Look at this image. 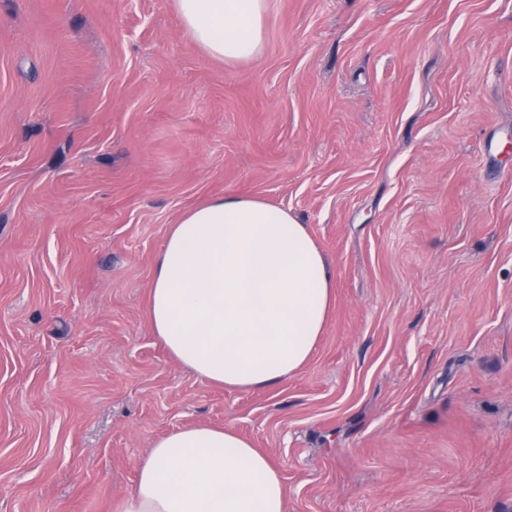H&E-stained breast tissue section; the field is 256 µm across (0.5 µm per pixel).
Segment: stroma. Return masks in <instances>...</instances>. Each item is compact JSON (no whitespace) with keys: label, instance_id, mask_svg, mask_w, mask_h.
<instances>
[{"label":"stroma","instance_id":"1","mask_svg":"<svg viewBox=\"0 0 512 512\" xmlns=\"http://www.w3.org/2000/svg\"><path fill=\"white\" fill-rule=\"evenodd\" d=\"M259 56L172 0H0V512H121L233 426L286 512H512V0H265ZM244 195L336 268L305 365L197 377L145 308L181 213Z\"/></svg>","mask_w":512,"mask_h":512}]
</instances>
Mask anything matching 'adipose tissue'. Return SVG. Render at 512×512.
<instances>
[{"instance_id":"adipose-tissue-1","label":"adipose tissue","mask_w":512,"mask_h":512,"mask_svg":"<svg viewBox=\"0 0 512 512\" xmlns=\"http://www.w3.org/2000/svg\"><path fill=\"white\" fill-rule=\"evenodd\" d=\"M190 37L236 61L262 49L264 0H174ZM336 271L287 209L229 195L187 210L155 266L146 316L173 359L247 390L288 379L322 335ZM278 466L233 427L158 440L122 512H286Z\"/></svg>"}]
</instances>
